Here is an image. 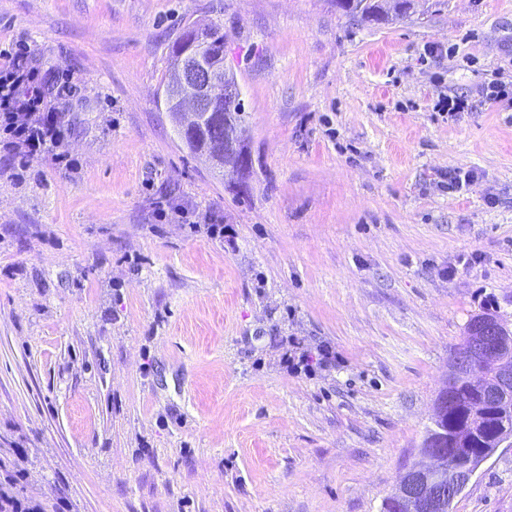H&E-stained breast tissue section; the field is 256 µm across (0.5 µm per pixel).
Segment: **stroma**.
I'll use <instances>...</instances> for the list:
<instances>
[{"label": "stroma", "instance_id": "obj_1", "mask_svg": "<svg viewBox=\"0 0 512 512\" xmlns=\"http://www.w3.org/2000/svg\"><path fill=\"white\" fill-rule=\"evenodd\" d=\"M196 21L223 24L244 92L242 194L164 104ZM19 44L75 87L73 167L0 149V459L29 503L381 512L468 320L512 325V96L482 100L512 83V0L386 24L335 0H0ZM288 348L332 358L294 373ZM453 512H512V447Z\"/></svg>", "mask_w": 512, "mask_h": 512}]
</instances>
